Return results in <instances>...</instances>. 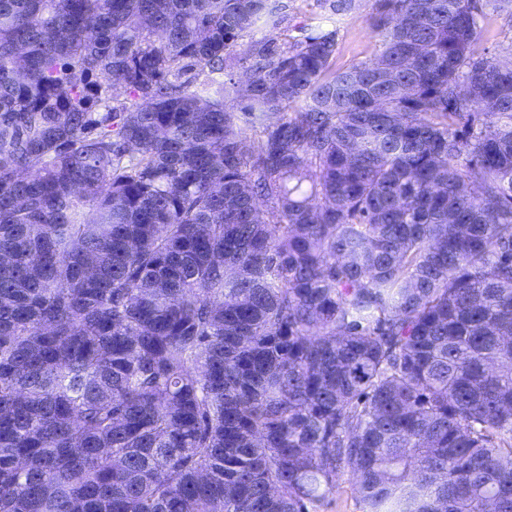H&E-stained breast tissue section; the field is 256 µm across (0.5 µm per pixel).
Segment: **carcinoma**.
<instances>
[{"label": "carcinoma", "instance_id": "carcinoma-1", "mask_svg": "<svg viewBox=\"0 0 512 512\" xmlns=\"http://www.w3.org/2000/svg\"><path fill=\"white\" fill-rule=\"evenodd\" d=\"M488 10L376 0L337 69L273 0H0V512H512ZM375 79L381 89H396L402 93H409L412 89L410 81L407 78H402L395 69L389 66H380ZM310 512H363L355 478L349 473L341 476L333 492Z\"/></svg>", "mask_w": 512, "mask_h": 512}]
</instances>
